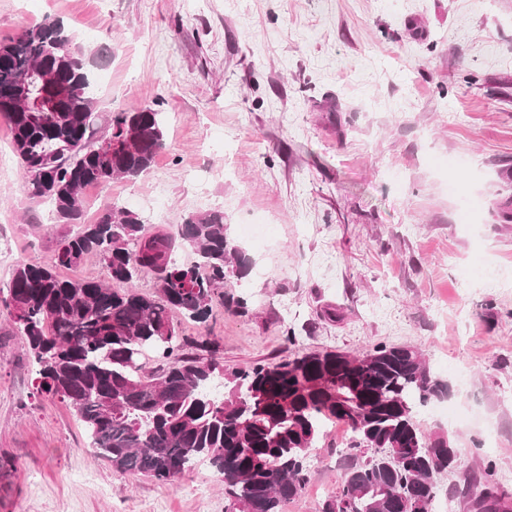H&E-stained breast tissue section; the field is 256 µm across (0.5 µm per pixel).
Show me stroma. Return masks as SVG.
<instances>
[{"label": "stroma", "mask_w": 512, "mask_h": 512, "mask_svg": "<svg viewBox=\"0 0 512 512\" xmlns=\"http://www.w3.org/2000/svg\"><path fill=\"white\" fill-rule=\"evenodd\" d=\"M51 16L104 53V114L151 107L166 124L153 167L84 195L86 222L107 208L156 232L219 200L236 246L263 278L229 276L239 315L178 317L209 335L225 368L302 351L421 348L451 384V425L419 408L425 433L460 450L439 493L493 463L512 491V0H0V41ZM478 173L476 230L432 156ZM71 225L46 221L26 192L0 118V241L16 260H49ZM295 342H288V333ZM26 341L0 313V512H224L221 475L198 464L173 483L119 473L95 455L66 402L37 390ZM346 427L327 423L323 460L283 512H316L335 493Z\"/></svg>", "instance_id": "obj_1"}]
</instances>
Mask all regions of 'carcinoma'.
<instances>
[{"mask_svg":"<svg viewBox=\"0 0 512 512\" xmlns=\"http://www.w3.org/2000/svg\"><path fill=\"white\" fill-rule=\"evenodd\" d=\"M95 65L55 18L0 42V117L28 194L78 225L50 261L18 262L0 288L38 366V391L74 409L96 455L117 472L169 483L208 461L223 478L225 512H281L299 496L328 420L350 429V462L317 512H430L437 477L455 470L458 449L415 422L417 406L449 393L419 348L309 352L226 372L215 341L182 335L171 317L176 309L204 323L216 302L246 313V302L224 291L230 265L239 277L249 270L224 213L192 214L173 235L150 232L122 208L83 220L85 187L147 172L166 137L161 113L146 107L112 113L107 134L94 139ZM21 73L34 80L30 100L17 104ZM182 245L195 251L194 264L177 263ZM90 254L107 280L60 277L59 267ZM148 272L155 290L143 293L136 281ZM147 350L157 356L148 372L140 363ZM220 372L217 398L207 387ZM477 486V512H512L493 466L464 478L459 493Z\"/></svg>","mask_w":512,"mask_h":512,"instance_id":"carcinoma-1","label":"carcinoma"}]
</instances>
